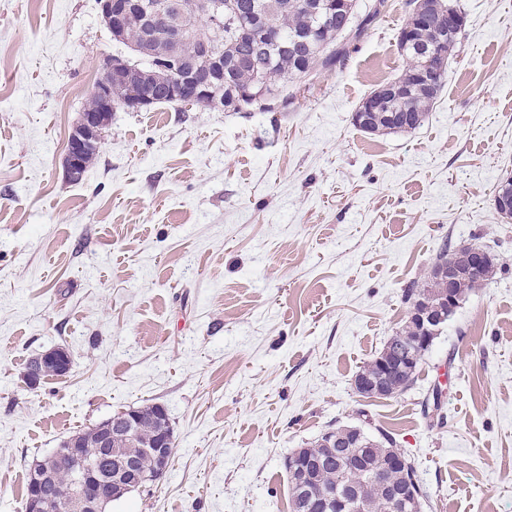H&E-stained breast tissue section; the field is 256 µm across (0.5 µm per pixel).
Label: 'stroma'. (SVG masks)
I'll return each instance as SVG.
<instances>
[{
	"label": "stroma",
	"mask_w": 512,
	"mask_h": 512,
	"mask_svg": "<svg viewBox=\"0 0 512 512\" xmlns=\"http://www.w3.org/2000/svg\"><path fill=\"white\" fill-rule=\"evenodd\" d=\"M406 0L341 68L274 111L115 110L81 181L62 159L105 59L98 0H0V512L73 431L162 406L174 453L108 512H290L284 462L325 431H386L424 512H512V0H459L466 27L424 124L371 136L353 115L406 66ZM495 277L460 304L401 395L354 375L407 317L443 244ZM71 369L37 389L30 359ZM444 423L422 403L436 385ZM49 368L54 369L57 376H63L68 373L71 368V358L69 354L62 349H51L42 354V356L37 359L29 377V382L32 387L39 385L42 372ZM406 461L409 463L407 467L401 466L398 469H391L388 471L386 475V481L388 483H401V482H410L412 485L416 486L418 488V501L420 504V499L423 497V490L420 485V481L417 475L416 468L414 466V462L405 455L404 452H402ZM397 461L401 464L404 463V457L399 452H395Z\"/></svg>",
	"instance_id": "stroma-1"
}]
</instances>
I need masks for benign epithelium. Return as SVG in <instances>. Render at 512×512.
<instances>
[{"label":"benign epithelium","instance_id":"obj_1","mask_svg":"<svg viewBox=\"0 0 512 512\" xmlns=\"http://www.w3.org/2000/svg\"><path fill=\"white\" fill-rule=\"evenodd\" d=\"M99 6L103 21L117 35L124 33L127 20L133 13L166 19V39L169 46L158 64L173 74L170 96L175 100L192 102L219 92L224 87V73L239 66V63L226 61L224 57L215 54L208 41L212 34L224 31L222 0H212L208 9L198 17L207 26L203 30V36L194 39L196 58L208 62L206 70L201 72L180 51L185 34L178 22L184 11V4L178 0H99ZM347 6L348 0H314L310 9L319 16L321 24L324 25L335 19L337 14L345 12ZM463 27V19L456 14L452 15L448 19V29L439 35L431 48V55L444 54L445 48L455 42L456 35ZM240 31L252 38L265 36L264 15H247ZM138 73L137 63L130 56L116 57L110 62L96 87L98 108L82 112L69 135L63 157V169L68 180L72 181L82 175L88 146L100 142L104 117L116 109L120 89L137 79ZM486 260L483 250L468 246L465 252L434 268V274L447 287L442 289L435 302L418 300L412 303L407 321L417 326V335L403 336L399 343L390 344L387 349L388 358L380 362L376 371L354 377L353 386L358 395L371 398L387 396L388 388L405 375L416 356L432 346L435 335L440 331V324L454 310L456 282L464 276L476 273ZM49 368L55 370L59 376L68 373L71 368L69 354L62 349H51L42 354L32 368L29 377L31 386H38L42 372ZM141 426V415L133 411L113 416L108 427L109 433L100 441V447H109L115 439H134ZM148 448L158 473L164 474L171 461L173 438L160 431L153 435ZM56 453L72 462L69 484L60 491L68 512H104L109 502L106 489L112 482L111 465L107 464L109 460L116 464L117 475L126 477L132 487H137L142 479V472L135 458L128 456L111 459L104 454L97 458L90 457L82 451L75 433L70 436L65 446L56 449ZM329 459L336 462L340 474L342 491L339 493L307 484L311 474L323 460L313 459L300 452L291 454L286 460L288 476L298 484L303 496V512H365L362 490L366 471L350 464L341 453L331 455ZM44 489L45 478L34 475L29 486L25 512H50V502ZM388 506L390 512H408L409 496L392 488L389 491Z\"/></svg>","mask_w":512,"mask_h":512}]
</instances>
